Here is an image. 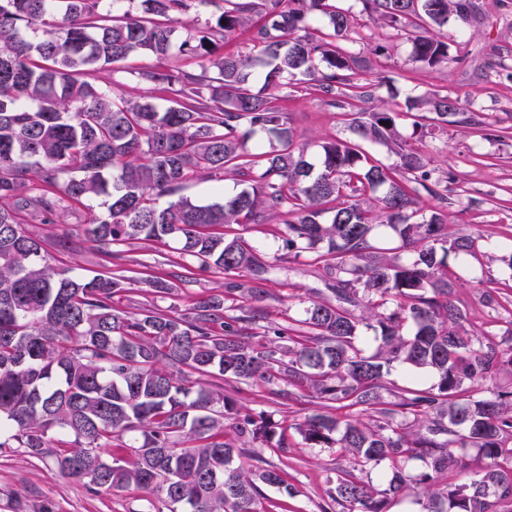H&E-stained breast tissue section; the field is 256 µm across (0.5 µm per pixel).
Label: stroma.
I'll list each match as a JSON object with an SVG mask.
<instances>
[{
    "instance_id": "obj_1",
    "label": "stroma",
    "mask_w": 512,
    "mask_h": 512,
    "mask_svg": "<svg viewBox=\"0 0 512 512\" xmlns=\"http://www.w3.org/2000/svg\"><path fill=\"white\" fill-rule=\"evenodd\" d=\"M479 5L480 12L465 33L456 34L451 27L446 30L447 35L455 36L464 55L462 63L449 68L429 69L413 62L406 35L385 36L383 29L370 22L364 27L363 40L354 43L353 49L366 54L379 41H386L388 56L375 76L383 101L400 105L406 93L420 95L444 87L459 98L463 108L479 113L477 124H451L432 132L404 118L398 129L425 155L436 175H449L448 218L453 227L482 233L480 244L487 265L462 264L453 257L448 263L460 274L462 286L457 295L469 306L472 328L479 334H497L505 313L483 302L477 282L490 274L512 277V270L498 260L501 235L512 228V0H479ZM154 63V57L139 54L124 62L119 73L97 74L96 82L126 98L157 104L160 94L139 78L140 71ZM282 106L290 115L299 143L312 147L321 139L348 133L341 109L328 106L314 89L288 86ZM103 203L99 197L91 200L89 208L67 211L63 224L33 220L26 229L43 240L46 250H53L61 230L78 232L90 213L102 211ZM245 237L256 247L260 261L272 267L264 283L267 295L256 304L272 324L287 327L290 319L300 317L303 300L329 297L311 255L300 256L280 272L273 265L284 255L281 239L266 226L246 231ZM177 259L172 247L156 243L134 244L112 259L84 244L66 254L64 262L80 277L104 270L135 277L158 268L176 272ZM224 392L256 416L278 421L287 414L295 420L306 414L298 405L286 410L273 395L244 383L225 381ZM277 464L288 470L296 494L287 497L265 488L268 512H322L328 479L349 468L350 460L335 449L312 448L301 442ZM144 506L140 493L115 490L95 495L84 481L64 476L51 461L30 457L20 448L0 450V512H142Z\"/></svg>"
}]
</instances>
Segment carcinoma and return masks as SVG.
Segmentation results:
<instances>
[{
    "instance_id": "carcinoma-1",
    "label": "carcinoma",
    "mask_w": 512,
    "mask_h": 512,
    "mask_svg": "<svg viewBox=\"0 0 512 512\" xmlns=\"http://www.w3.org/2000/svg\"><path fill=\"white\" fill-rule=\"evenodd\" d=\"M219 2L204 34L180 46L198 69L167 65L172 23ZM337 2L0 0V449L49 457L95 493L140 491L154 512H265L260 485L295 494L288 471L264 457H288L293 429L362 470L388 464L382 490L352 470L337 474L326 493L346 512H385L390 495L422 496L428 512L512 507V392L486 387L512 367V344L468 329L447 258H478L477 237L450 227L448 180L433 177L397 130L402 116L441 130L463 107L446 89L408 96L404 112L376 102L363 74L381 66L387 46L376 45L372 60L352 52L361 24ZM364 2L376 25L410 35L413 61L441 68L463 60L435 31L468 25L475 4ZM28 29L42 37L30 40ZM239 31L253 53L221 52ZM134 54L156 58L139 76L166 108L88 80ZM300 83L331 107L340 91L350 107L355 138L317 144V168L279 105L283 87ZM257 132L278 148L242 151ZM364 142L396 161L370 157ZM192 179H233L242 189L197 204L180 195ZM424 194L438 207L417 221ZM99 196L106 211L83 229L99 253L173 240L186 286L198 270L257 277L228 281L184 310L120 307L115 298L132 292L131 278L73 276L24 228L30 219L57 224ZM280 213L289 216L275 231L284 248L314 253L333 294L309 300L286 333L244 306L267 291L256 249L236 232ZM145 284L161 299L174 291L162 271ZM480 284L487 304L512 305L495 277ZM231 307L240 314L228 315ZM363 327L378 341L372 353ZM398 366L428 368L435 382L423 387L408 374L398 384L390 379ZM226 380L311 412L293 423L244 414L224 395ZM229 430L240 444L224 439ZM415 458L427 471L411 476L406 463Z\"/></svg>"
}]
</instances>
